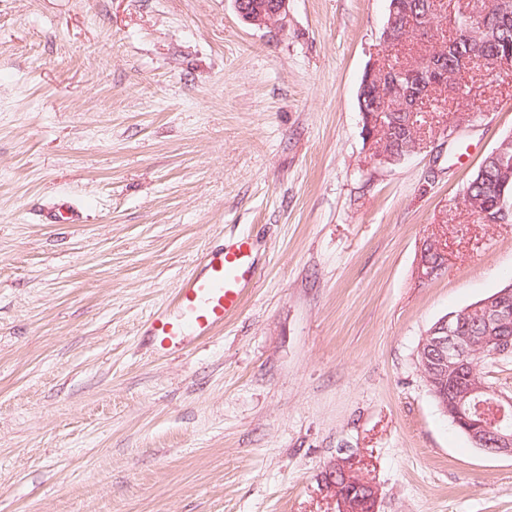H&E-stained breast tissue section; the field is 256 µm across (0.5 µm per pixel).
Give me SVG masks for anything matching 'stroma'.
Masks as SVG:
<instances>
[{"label":"stroma","mask_w":512,"mask_h":512,"mask_svg":"<svg viewBox=\"0 0 512 512\" xmlns=\"http://www.w3.org/2000/svg\"><path fill=\"white\" fill-rule=\"evenodd\" d=\"M388 8L289 0L281 32L231 0H0V512H337L347 455L377 512H512V458L415 360L512 282V223L462 203L512 136V75L466 69L470 121L423 113L414 153L372 162L358 92ZM59 194L83 223H42ZM243 233L240 309L158 356L150 316ZM424 249L420 258L421 277L428 281L439 276L444 268L443 254L441 248L435 243H429ZM435 254L439 260L434 263L432 259L435 258ZM431 256V257H430ZM432 258V259H431Z\"/></svg>","instance_id":"obj_1"}]
</instances>
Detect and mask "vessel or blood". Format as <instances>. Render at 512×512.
I'll return each instance as SVG.
<instances>
[{
	"label": "vessel or blood",
	"instance_id": "b4317fda",
	"mask_svg": "<svg viewBox=\"0 0 512 512\" xmlns=\"http://www.w3.org/2000/svg\"><path fill=\"white\" fill-rule=\"evenodd\" d=\"M41 215L48 224H77L82 219L79 208L64 197L43 206ZM253 251L252 239L242 236L203 254L169 304L149 320L156 353L182 354L223 328L225 318L240 308L244 290L255 276Z\"/></svg>",
	"mask_w": 512,
	"mask_h": 512
}]
</instances>
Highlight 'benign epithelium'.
Instances as JSON below:
<instances>
[{
	"mask_svg": "<svg viewBox=\"0 0 512 512\" xmlns=\"http://www.w3.org/2000/svg\"><path fill=\"white\" fill-rule=\"evenodd\" d=\"M289 0H232L233 8L246 23L258 27H276L283 31L288 26ZM483 11L482 0H457L449 9V17L455 14L473 16ZM411 14L404 0H391L389 13L380 41L385 52L398 50L404 39L400 31L402 17ZM386 63L374 62L364 72L359 96L368 95L372 86H377V111L364 113L363 136L372 153L373 161L383 166H395L404 156L384 151L378 143L376 127L380 125L382 110L400 92L398 82L382 84L380 77L387 73ZM420 84L444 87L447 73L438 66H430L419 74ZM437 255L433 261L431 255ZM421 277L428 281L439 276L444 268L441 248L435 243L427 244L420 258ZM476 307L486 312V335L480 352V362L496 361L512 355V283L478 301ZM465 313H452L440 318L425 334L417 350V361L431 394L441 411L451 416L469 435L470 440L482 451L494 456L512 457V431L496 426L512 409V396L478 374L475 364L468 362L471 340L461 335ZM456 370L459 376L457 389L448 394V370ZM493 397L496 421L471 413L464 404L476 398ZM326 488L335 497L338 512H376L378 489L357 474L352 457H338L328 466L325 477Z\"/></svg>",
	"mask_w": 512,
	"mask_h": 512,
	"instance_id": "benign-epithelium-1",
	"label": "benign epithelium"
}]
</instances>
